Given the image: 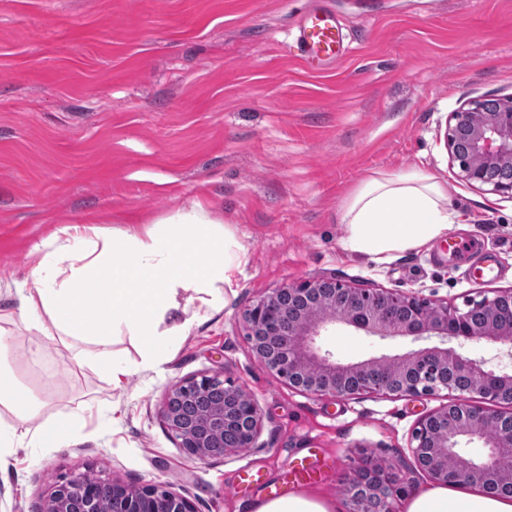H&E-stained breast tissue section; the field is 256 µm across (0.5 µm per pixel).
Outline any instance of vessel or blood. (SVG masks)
<instances>
[{
  "label": "vessel or blood",
  "mask_w": 512,
  "mask_h": 512,
  "mask_svg": "<svg viewBox=\"0 0 512 512\" xmlns=\"http://www.w3.org/2000/svg\"><path fill=\"white\" fill-rule=\"evenodd\" d=\"M289 50L307 69L319 71L346 55L348 43L335 13L318 6L298 17Z\"/></svg>",
  "instance_id": "b4317fda"
}]
</instances>
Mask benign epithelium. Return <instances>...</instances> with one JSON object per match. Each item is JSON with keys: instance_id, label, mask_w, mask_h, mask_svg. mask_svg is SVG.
I'll return each instance as SVG.
<instances>
[{"instance_id": "obj_1", "label": "benign epithelium", "mask_w": 512, "mask_h": 512, "mask_svg": "<svg viewBox=\"0 0 512 512\" xmlns=\"http://www.w3.org/2000/svg\"><path fill=\"white\" fill-rule=\"evenodd\" d=\"M445 146L458 177L468 185L512 200V95L471 99L448 115ZM512 289L471 299L466 309L432 302L413 292L364 288L334 277L286 283L262 297L243 316L253 353L289 387L354 399L378 393L394 397L456 393L421 417L412 431L415 469L437 484H462L512 492V372L486 367L453 348L428 347L388 358L342 363L321 352L316 340L328 324H344L389 339L441 341L485 339L512 345ZM213 390L224 401L202 414L189 405ZM161 417L189 457L206 461L258 447L262 413L242 386L218 374L183 379L165 394ZM235 440L224 443V435ZM483 441L488 451L469 458L464 444ZM416 490L413 471L361 454L344 491L352 512H395V503ZM103 492L113 512H196L171 486L152 483L130 496L120 480L74 472L55 483L42 512H93Z\"/></svg>"}]
</instances>
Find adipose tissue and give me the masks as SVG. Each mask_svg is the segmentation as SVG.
Listing matches in <instances>:
<instances>
[{"mask_svg":"<svg viewBox=\"0 0 512 512\" xmlns=\"http://www.w3.org/2000/svg\"><path fill=\"white\" fill-rule=\"evenodd\" d=\"M346 227L344 250L381 261L447 236L457 219L435 176L420 168L377 172L364 178L338 211ZM59 249L45 253L33 279L17 285L6 317L31 336L33 356L44 339H59L82 369L103 372L113 389L125 387L132 366L157 371L177 338L224 308L227 289L248 262L235 235L210 219L203 202L158 221L154 228L114 230L102 244L61 264ZM194 310H187V303ZM129 337L138 354L131 364L112 351L115 337ZM0 454L25 432L11 418L34 419L35 440L58 441L82 415H44L43 404L0 364ZM250 512H340L333 498L301 489L255 501ZM404 512H512V494L466 491L433 484L411 494Z\"/></svg>","mask_w":512,"mask_h":512,"instance_id":"obj_1","label":"adipose tissue"}]
</instances>
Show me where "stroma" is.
Masks as SVG:
<instances>
[{"instance_id":"1","label":"stroma","mask_w":512,"mask_h":512,"mask_svg":"<svg viewBox=\"0 0 512 512\" xmlns=\"http://www.w3.org/2000/svg\"><path fill=\"white\" fill-rule=\"evenodd\" d=\"M335 11L349 50L314 73L286 52L297 15ZM512 94V0H0V308L53 233L87 217L98 236L208 204L248 263L223 311L123 392L78 369L56 340L31 360L12 328L6 362L45 414L91 406L59 442L0 456V512H41L57 479L90 470L139 487L164 482L197 512H248L303 458L313 486L345 505L360 450L411 462L436 397L307 395L253 354L243 313L283 284L320 276L412 291L464 308L512 288V200L457 177L443 135L466 98ZM420 166L463 214L450 238L384 263L343 251L337 209L374 171ZM474 243L457 255L449 240ZM345 361L411 350L341 325L318 339ZM221 373L258 402L257 448L187 457L159 409L175 382ZM251 471L260 483L244 484Z\"/></svg>"}]
</instances>
